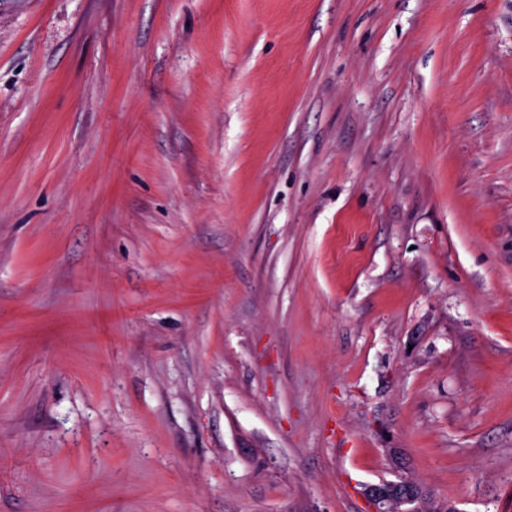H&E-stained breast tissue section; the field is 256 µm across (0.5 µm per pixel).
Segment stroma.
<instances>
[{
    "label": "stroma",
    "mask_w": 512,
    "mask_h": 512,
    "mask_svg": "<svg viewBox=\"0 0 512 512\" xmlns=\"http://www.w3.org/2000/svg\"><path fill=\"white\" fill-rule=\"evenodd\" d=\"M404 476L512 512V0H0V512Z\"/></svg>",
    "instance_id": "stroma-1"
}]
</instances>
